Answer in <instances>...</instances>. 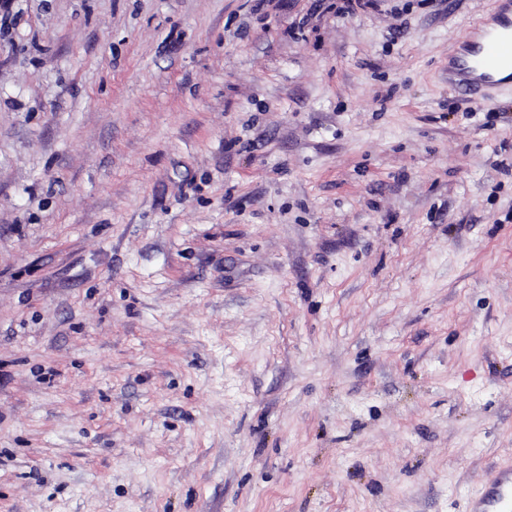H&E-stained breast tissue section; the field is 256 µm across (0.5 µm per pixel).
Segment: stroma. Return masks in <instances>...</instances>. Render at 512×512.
I'll list each match as a JSON object with an SVG mask.
<instances>
[{"instance_id":"35a3bbf8","label":"stroma","mask_w":512,"mask_h":512,"mask_svg":"<svg viewBox=\"0 0 512 512\" xmlns=\"http://www.w3.org/2000/svg\"><path fill=\"white\" fill-rule=\"evenodd\" d=\"M494 0H0V512H469L512 460ZM460 51L448 59V84L461 97L477 103L500 84L512 82V1L497 0L490 18L478 23ZM503 70L511 73L495 80Z\"/></svg>"}]
</instances>
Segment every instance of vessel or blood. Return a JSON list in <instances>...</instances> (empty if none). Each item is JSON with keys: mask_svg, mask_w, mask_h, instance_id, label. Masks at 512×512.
<instances>
[{"mask_svg": "<svg viewBox=\"0 0 512 512\" xmlns=\"http://www.w3.org/2000/svg\"><path fill=\"white\" fill-rule=\"evenodd\" d=\"M512 71V0H497L490 18L481 20L460 53L448 60V83L463 98L479 102L498 87V72ZM470 512H512V465L496 469Z\"/></svg>", "mask_w": 512, "mask_h": 512, "instance_id": "vessel-or-blood-1", "label": "vessel or blood"}]
</instances>
